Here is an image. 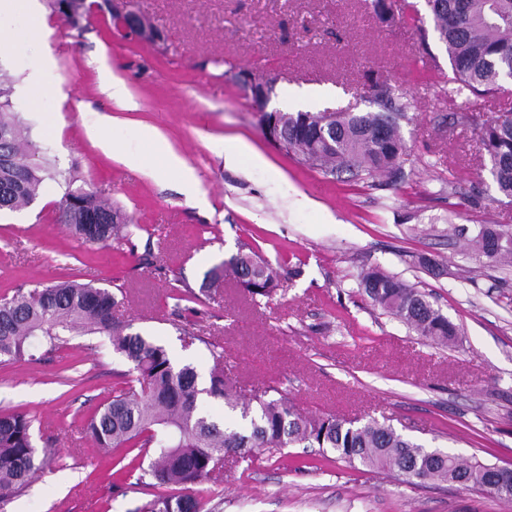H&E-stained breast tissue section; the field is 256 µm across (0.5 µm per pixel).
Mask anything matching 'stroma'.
<instances>
[{
	"instance_id": "35a3bbf8",
	"label": "stroma",
	"mask_w": 512,
	"mask_h": 512,
	"mask_svg": "<svg viewBox=\"0 0 512 512\" xmlns=\"http://www.w3.org/2000/svg\"><path fill=\"white\" fill-rule=\"evenodd\" d=\"M387 27L371 0H113L80 27L47 15V32L27 12L8 19L13 44L0 49V77L13 109L58 168L124 217L133 252L78 241L58 221L62 197L45 183L37 199L0 212V297L39 282L75 279L119 294L114 316L164 344L201 377L224 351V377L246 402L277 386L306 416L375 418L429 448L512 465V266L469 246L478 228H512V200L482 167L476 134L454 116L512 109L501 98L444 93L448 58L424 0ZM133 10L162 32L164 46L124 40L113 11ZM41 80L28 74L43 60ZM107 65L129 92L122 107L98 81ZM275 76L270 108H302L346 84L340 106L372 110L369 77L410 99L403 124L404 176L388 186L324 174L276 146L236 73ZM237 138L262 155L224 161ZM178 155L196 176L188 196L159 166ZM131 155L144 156L130 166ZM249 247L280 274L276 293L253 301L234 276L212 296L178 301L174 280L198 288L213 266ZM151 264H144V255ZM378 267L428 295L458 329L439 346L374 307L359 287ZM130 364L108 336L70 340L38 362L0 364V413L33 421V444L53 461L0 512H138L156 493L141 483L147 458L122 448L101 458L84 426L124 380ZM208 512H512V502L456 485L413 486L387 471L337 460L333 451L288 448L224 462Z\"/></svg>"
}]
</instances>
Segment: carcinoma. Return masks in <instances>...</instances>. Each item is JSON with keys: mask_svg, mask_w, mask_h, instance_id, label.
<instances>
[{"mask_svg": "<svg viewBox=\"0 0 512 512\" xmlns=\"http://www.w3.org/2000/svg\"><path fill=\"white\" fill-rule=\"evenodd\" d=\"M433 30L448 55V102L456 98L493 97L512 82V0H425ZM377 20L395 22L396 0H372ZM51 13L70 8L87 19V0H48ZM377 112H278L287 134L285 149L327 174L348 173L355 180L403 177L406 143L400 121L408 118L410 102L385 80L370 78ZM10 89L0 83V210L31 205L46 180L62 181L58 219L88 243L126 239L112 206L95 192L76 185L78 177L53 169L38 146L23 134L11 111ZM472 129L486 157L497 190L512 197V116L484 117L472 110L456 116ZM479 250L494 261L512 259V230L483 226L474 238ZM231 271L253 297L270 298L278 275L269 261L253 251H240L229 262L205 274L200 290L218 289ZM359 285L373 305L393 315L418 336L449 344L457 328L421 291L378 267L360 274ZM117 305L107 288L76 280L38 285L0 300V363L32 360L35 344L50 353L69 336L106 335L112 351L132 364L125 386L114 392L89 419L85 432L103 450L137 448L150 457L144 474L155 486H186L217 482L215 464L226 453L242 459L280 452L288 447L328 448L348 462L395 472L413 485L456 484L497 498L492 485L500 475L493 465L466 460L439 448H427L371 418L363 423L335 415L306 417L288 399L254 395L256 407L242 408L243 424L229 428L205 412L206 398L229 400L224 367L216 361L207 385L191 364L175 365L166 348L132 324L112 318ZM32 420L23 413L0 415V500L25 488L45 460L32 442ZM140 512H204L203 498L194 493L156 495Z\"/></svg>", "mask_w": 512, "mask_h": 512, "instance_id": "carcinoma-1", "label": "carcinoma"}]
</instances>
